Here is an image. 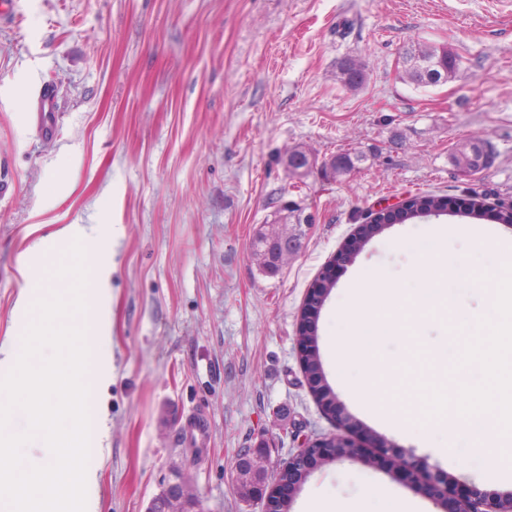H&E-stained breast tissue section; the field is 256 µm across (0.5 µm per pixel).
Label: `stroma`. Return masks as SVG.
Returning a JSON list of instances; mask_svg holds the SVG:
<instances>
[{
  "label": "stroma",
  "instance_id": "stroma-1",
  "mask_svg": "<svg viewBox=\"0 0 512 512\" xmlns=\"http://www.w3.org/2000/svg\"><path fill=\"white\" fill-rule=\"evenodd\" d=\"M447 46L462 65L438 87L401 77L407 46ZM366 62L357 91L336 77L343 57ZM51 86L59 133L48 142L34 97ZM485 141L487 170L462 175V140ZM316 161L360 151L359 170L336 180L313 172L296 184L293 148ZM0 341L22 336L16 307L23 271L67 291L55 265L84 224L86 266L107 288L111 333L101 353L111 376L97 512H146L185 477L203 512H265L245 498L238 456L263 453L268 481L309 442L341 431L301 368L296 328L309 288L368 209L433 192L512 199V11L491 0H19L0 16ZM286 200L314 217L305 244L275 276L252 251ZM477 274L500 267L512 226L455 214L392 224L335 275L315 344L328 383L355 417L366 453L379 443L415 454L460 488L512 491V452L467 450L424 414V348L443 347L485 308L460 292L427 318L397 310L378 355L385 364L363 396L389 395L397 435L336 384V341L352 329V279L383 280L402 297L419 286L418 245L436 232ZM443 447L435 458L410 435ZM413 490L355 458L317 468L290 512H380Z\"/></svg>",
  "mask_w": 512,
  "mask_h": 512
}]
</instances>
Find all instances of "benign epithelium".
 <instances>
[{"label": "benign epithelium", "mask_w": 512, "mask_h": 512, "mask_svg": "<svg viewBox=\"0 0 512 512\" xmlns=\"http://www.w3.org/2000/svg\"><path fill=\"white\" fill-rule=\"evenodd\" d=\"M382 229L383 226L380 224L358 225L352 242L337 252L323 274L309 289L308 295L320 302L324 301L329 293V287L334 283L332 268L351 261L367 239ZM283 239L285 236L279 234L270 236L266 248V260L273 262L280 269L295 255L294 251L280 246ZM296 341L299 354L304 355L312 351V336L307 321L302 317L298 320ZM340 417L344 433L319 438L309 443L299 449L280 470L274 484L267 488L263 497L266 512H273L277 501L291 502L292 495L301 486L298 476L307 477L319 466L344 458H354L363 453V447L356 439V420L344 412L340 413ZM368 462L387 467L409 484L412 483V474L417 468L422 470L419 482L440 481V477L430 473L424 463L411 455L397 454L388 445L382 447L377 454L368 459ZM147 512H199V507L195 504L194 494L189 491L187 482L181 477H176L151 500ZM443 512H512V491L504 494L472 488L453 496L445 494Z\"/></svg>", "instance_id": "benign-epithelium-1"}]
</instances>
